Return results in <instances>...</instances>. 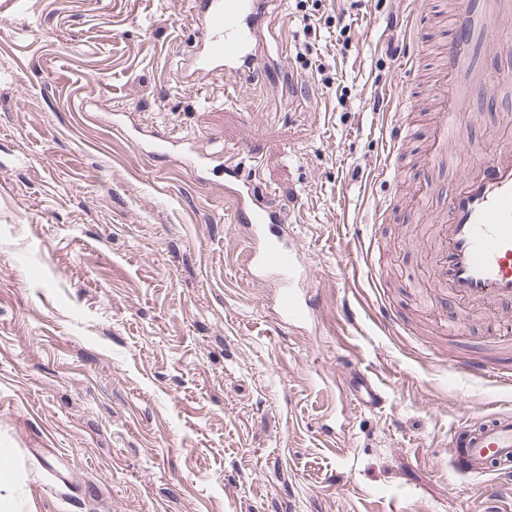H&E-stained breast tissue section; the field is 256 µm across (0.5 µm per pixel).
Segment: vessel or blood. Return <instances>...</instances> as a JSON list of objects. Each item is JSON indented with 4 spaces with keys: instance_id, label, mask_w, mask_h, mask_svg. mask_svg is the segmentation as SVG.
Returning <instances> with one entry per match:
<instances>
[{
    "instance_id": "1",
    "label": "vessel or blood",
    "mask_w": 512,
    "mask_h": 512,
    "mask_svg": "<svg viewBox=\"0 0 512 512\" xmlns=\"http://www.w3.org/2000/svg\"><path fill=\"white\" fill-rule=\"evenodd\" d=\"M192 21L201 39L194 59L203 76L223 74L237 81L258 79L260 71L253 42L264 29L255 0H190ZM473 42L471 29L456 26L440 51L443 85L433 105L434 134L429 146L431 162L441 161L450 139L462 134L463 100L455 83L456 66ZM411 126L401 121L398 142H406ZM392 141V142H395ZM392 142L382 141L376 174L399 179L391 161ZM141 154L174 149L189 159L196 178L208 173L216 154L201 151L194 142L175 141L151 130L135 140ZM224 161V181L233 206V221L247 233L249 272L253 279L276 277L275 321L278 327L309 323L316 312L313 274L303 264L294 239L285 227V213L274 193L259 178L245 175L238 156ZM439 226L431 275L433 287L447 290L456 304L454 333H461L476 304L512 312V144L495 148L479 170H468L456 188L445 194L434 218ZM450 373L484 378L512 387V376L488 370L478 363L449 364ZM357 406L379 407L383 396L372 378L356 366H348L342 378ZM448 470L468 480L491 476L486 491L495 496L512 492V412L500 410L455 429L448 438Z\"/></svg>"
}]
</instances>
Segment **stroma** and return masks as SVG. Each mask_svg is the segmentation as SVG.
<instances>
[{
	"label": "stroma",
	"mask_w": 512,
	"mask_h": 512,
	"mask_svg": "<svg viewBox=\"0 0 512 512\" xmlns=\"http://www.w3.org/2000/svg\"><path fill=\"white\" fill-rule=\"evenodd\" d=\"M455 0H432L414 42L408 0H270L288 45L261 46L269 82L193 74L198 33L185 0H0V454L8 512H512L483 483L456 485L448 432L512 410V388L456 377L451 358L512 370L500 317L478 306L450 335L447 291L430 292L432 232L406 221L413 189L437 208L512 121V21L481 32L462 140L420 164L433 115L400 150L406 177L369 182L383 99L425 104ZM314 23L315 33L305 30ZM418 59L404 79L387 42ZM107 102L101 112L97 103ZM219 149L249 141L315 275L318 320L280 331L270 281L243 261L246 234L224 202V170L198 182L177 152L144 156L112 128ZM397 324L373 321L358 239ZM377 376L356 408L340 363Z\"/></svg>",
	"instance_id": "1"
}]
</instances>
